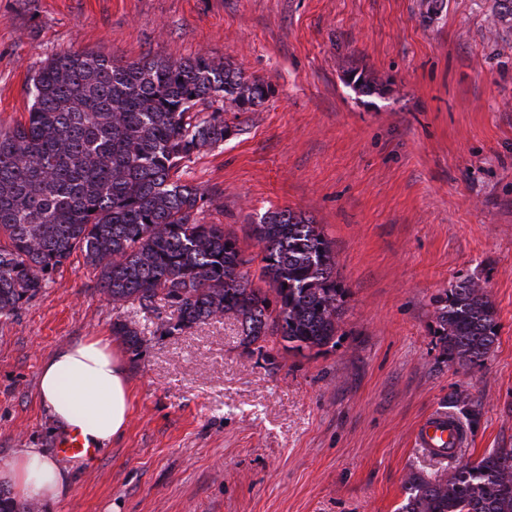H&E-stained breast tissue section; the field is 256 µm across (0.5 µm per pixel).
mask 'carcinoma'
I'll return each mask as SVG.
<instances>
[{"label":"carcinoma","mask_w":512,"mask_h":512,"mask_svg":"<svg viewBox=\"0 0 512 512\" xmlns=\"http://www.w3.org/2000/svg\"><path fill=\"white\" fill-rule=\"evenodd\" d=\"M270 90L204 55L129 62L67 51L48 60L31 79L27 118L0 127V318L18 315L79 252L114 309L146 311L163 295L177 313L165 334L227 317L261 358L271 342L298 353L336 344L345 291L321 226L269 209L249 225L260 252L248 254L224 225L200 222L211 199L180 178L182 162L239 132L224 113L252 112ZM218 102L206 118L196 112ZM438 303L443 353L481 363L497 341L494 303L471 280ZM112 335L141 347L126 318ZM449 405L478 421L468 398ZM404 493L399 512H512V447L440 478L412 472ZM0 512L40 508L0 488Z\"/></svg>","instance_id":"1"}]
</instances>
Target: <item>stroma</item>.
I'll list each match as a JSON object with an SVG mask.
<instances>
[{
    "label": "stroma",
    "instance_id": "stroma-1",
    "mask_svg": "<svg viewBox=\"0 0 512 512\" xmlns=\"http://www.w3.org/2000/svg\"><path fill=\"white\" fill-rule=\"evenodd\" d=\"M499 0H0V124L24 120L33 75L58 53L129 61L208 55L272 87L239 134L183 164L210 197L200 220L248 253V227L288 207L321 224L347 290L336 344L269 359L229 319L165 336L174 308L121 315L132 409L87 458L57 452L43 364L119 313L81 255L0 319V466L40 448L65 473L42 512H396L404 481L512 446V20ZM366 72L385 95L356 92ZM472 278L498 312L475 367L443 356L436 301ZM462 394L467 444L416 447ZM112 335L121 336L126 345L133 352L138 351L142 344L141 332L135 326V323L126 318L117 316L112 324Z\"/></svg>",
    "mask_w": 512,
    "mask_h": 512
}]
</instances>
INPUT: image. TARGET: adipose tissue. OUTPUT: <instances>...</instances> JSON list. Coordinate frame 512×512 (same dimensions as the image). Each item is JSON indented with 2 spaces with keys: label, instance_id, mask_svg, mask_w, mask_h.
Instances as JSON below:
<instances>
[{
  "label": "adipose tissue",
  "instance_id": "1",
  "mask_svg": "<svg viewBox=\"0 0 512 512\" xmlns=\"http://www.w3.org/2000/svg\"><path fill=\"white\" fill-rule=\"evenodd\" d=\"M38 391L61 430H77L96 447L122 434L130 420L127 370L104 336L57 351L40 371ZM0 482L11 485L20 497L47 500L58 495L62 477L39 449L22 448L0 466Z\"/></svg>",
  "mask_w": 512,
  "mask_h": 512
}]
</instances>
